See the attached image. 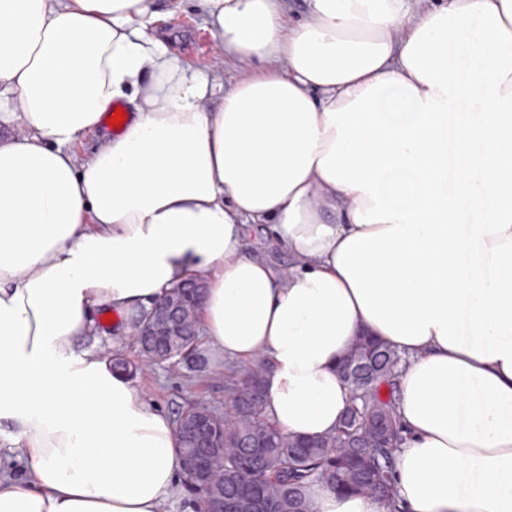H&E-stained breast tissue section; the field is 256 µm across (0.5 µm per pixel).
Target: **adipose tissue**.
<instances>
[{"instance_id":"adipose-tissue-1","label":"adipose tissue","mask_w":512,"mask_h":512,"mask_svg":"<svg viewBox=\"0 0 512 512\" xmlns=\"http://www.w3.org/2000/svg\"><path fill=\"white\" fill-rule=\"evenodd\" d=\"M198 2L232 88L173 55L152 0H0V422L26 472L0 512H165L175 424L86 339L188 281L212 350L268 360L279 430H335L367 332L406 359L401 512H512V0ZM245 235L249 250L268 255L278 269L285 274L290 271L292 267V259L288 255V251L274 246L271 241L257 229V226L247 225L245 228Z\"/></svg>"}]
</instances>
